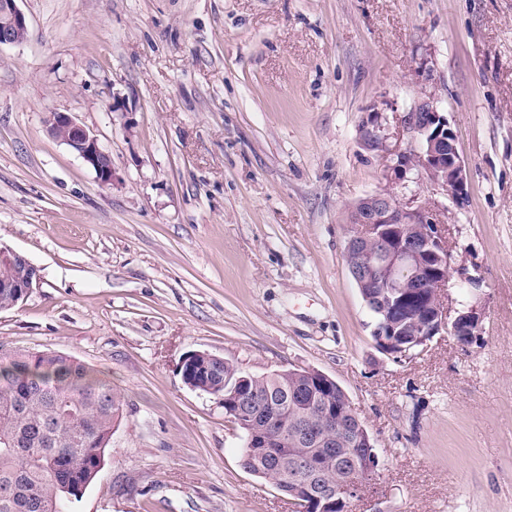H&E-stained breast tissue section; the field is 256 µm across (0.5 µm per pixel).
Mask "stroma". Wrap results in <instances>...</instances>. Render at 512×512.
Instances as JSON below:
<instances>
[{
	"label": "stroma",
	"mask_w": 512,
	"mask_h": 512,
	"mask_svg": "<svg viewBox=\"0 0 512 512\" xmlns=\"http://www.w3.org/2000/svg\"><path fill=\"white\" fill-rule=\"evenodd\" d=\"M0 47V244L39 288L0 348L70 356L125 395L73 512H293L242 465L224 405L179 362L336 380L380 458L350 512H512V0H19ZM434 95L465 164L454 255L478 336L380 353L344 257L383 186L369 114ZM65 112L116 181L46 131ZM19 0H0V47L19 44L28 35V21L18 6Z\"/></svg>",
	"instance_id": "35a3bbf8"
}]
</instances>
